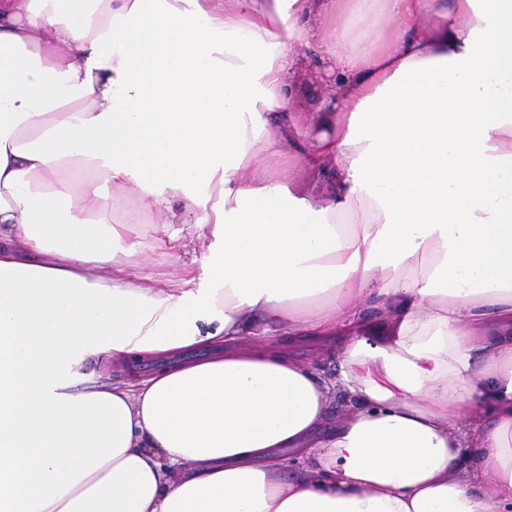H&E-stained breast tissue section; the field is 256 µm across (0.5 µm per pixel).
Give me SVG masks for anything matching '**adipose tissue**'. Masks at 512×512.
I'll use <instances>...</instances> for the list:
<instances>
[{
	"label": "adipose tissue",
	"mask_w": 512,
	"mask_h": 512,
	"mask_svg": "<svg viewBox=\"0 0 512 512\" xmlns=\"http://www.w3.org/2000/svg\"><path fill=\"white\" fill-rule=\"evenodd\" d=\"M215 2L0 0V512H512V0ZM126 197L122 209L115 214V217L132 225L126 243L140 241L145 245L143 254L137 258L141 262V272L143 274L153 273L156 276L161 272L163 276L157 277L164 282L178 279L183 273L185 264L190 263L195 257H199V251H195L196 244L191 240L199 232L198 228L194 227V224H172L169 226L165 237L166 241H168V236H171L178 240L174 244L180 245V247L172 250L170 256L160 257L157 250L148 248L154 238L160 236L155 232L157 217L138 211L133 205L132 196L126 194ZM297 357L303 364H311L317 372L324 375H335L339 372L340 357L336 349L319 352L314 349L313 345L301 348ZM181 359L182 358L180 357L168 359L149 358L143 360L144 362H140L134 370L112 368V364L99 362L96 358H92L89 360L88 365L82 370V372L86 374L82 379V386L91 385L95 382L101 383L116 380L132 381L136 377L147 376L155 373L165 366L181 361ZM148 363L154 364V367L150 370L145 368V365Z\"/></svg>",
	"instance_id": "adipose-tissue-1"
}]
</instances>
